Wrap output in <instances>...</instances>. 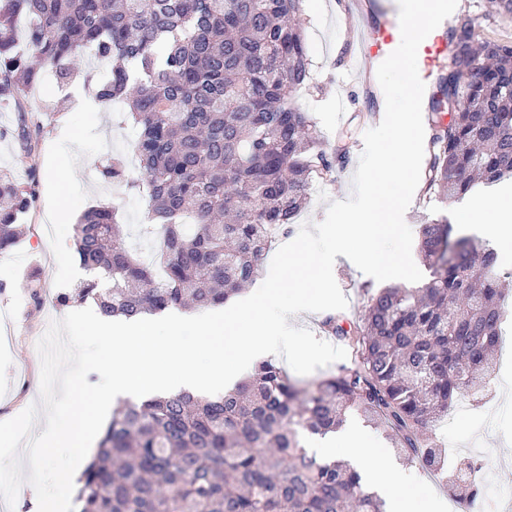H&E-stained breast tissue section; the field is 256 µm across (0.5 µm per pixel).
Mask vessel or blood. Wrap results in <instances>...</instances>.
I'll use <instances>...</instances> for the list:
<instances>
[{
	"instance_id": "b4317fda",
	"label": "vessel or blood",
	"mask_w": 512,
	"mask_h": 512,
	"mask_svg": "<svg viewBox=\"0 0 512 512\" xmlns=\"http://www.w3.org/2000/svg\"><path fill=\"white\" fill-rule=\"evenodd\" d=\"M348 16L357 23L355 42L358 57L362 61L380 63L400 44L398 5L396 0L390 3L382 18L375 22L361 20L357 0H347ZM448 54L445 40L437 35H428L420 44L417 59L421 64L419 75L422 80H429L434 66Z\"/></svg>"
}]
</instances>
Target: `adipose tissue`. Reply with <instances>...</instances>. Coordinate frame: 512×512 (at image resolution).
Returning <instances> with one entry per match:
<instances>
[{"label": "adipose tissue", "instance_id": "obj_1", "mask_svg": "<svg viewBox=\"0 0 512 512\" xmlns=\"http://www.w3.org/2000/svg\"><path fill=\"white\" fill-rule=\"evenodd\" d=\"M314 452L322 459L341 453L359 463L364 469V484L387 500L389 512H444V506L438 498L417 502L410 493L414 474L380 462L378 449L374 448L368 435L359 429L348 427L342 432L316 440Z\"/></svg>", "mask_w": 512, "mask_h": 512}]
</instances>
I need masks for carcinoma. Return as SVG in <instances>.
<instances>
[{
  "instance_id": "1",
  "label": "carcinoma",
  "mask_w": 512,
  "mask_h": 512,
  "mask_svg": "<svg viewBox=\"0 0 512 512\" xmlns=\"http://www.w3.org/2000/svg\"><path fill=\"white\" fill-rule=\"evenodd\" d=\"M301 15L302 0H0V101L23 111L44 72L70 82L69 64L95 47L112 66L85 82L102 103L126 102L141 168L129 186L146 194V221L162 234L144 259L126 248L117 209L86 210L74 246L95 278L59 304L91 299L104 318L208 308L262 275L271 232H291L312 185L335 180L350 158L351 131L326 146L297 104L317 88ZM473 26L464 14L445 32L428 104L423 195L448 201L512 177V42L473 39ZM12 135L32 151L26 122ZM34 199L32 181L0 176V253L18 244L17 216ZM417 249L428 283L369 293L355 321L323 318L352 348L351 365L302 386L266 361L212 398L113 408L78 478V512H384L351 463L305 446L351 412L474 504L482 461H448L433 431L495 372L505 277L493 248L446 219L421 220Z\"/></svg>"
}]
</instances>
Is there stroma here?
Returning <instances> with one entry per match:
<instances>
[{"label": "stroma", "mask_w": 512, "mask_h": 512, "mask_svg": "<svg viewBox=\"0 0 512 512\" xmlns=\"http://www.w3.org/2000/svg\"><path fill=\"white\" fill-rule=\"evenodd\" d=\"M341 2H303L308 54L324 92L316 97L300 94L298 101L311 112L324 143H332L346 125H355L357 132L348 166L335 181L312 188L311 203L297 218L301 224L322 221L331 202L351 196L352 178L364 148L363 134L374 126L372 112L385 108L384 95L365 92L357 79V55L349 48L351 33ZM455 12L476 18L481 37L512 41V17L492 13L488 0H458ZM87 91L82 80L63 84L52 73H45L25 102L29 124L40 127L34 153L26 154L13 140L0 138V173L21 181L32 174L38 179L36 201L20 218L24 233L18 245L0 254V421L22 407L40 382L37 342L51 321L69 312L68 307L56 304V297L90 277L72 247V224L56 226L51 235L46 232L54 197H62L77 217L92 206H116L130 247L149 254L159 244L158 238L144 231L145 196L128 186L139 178L140 167L134 151L136 134L125 122V108L116 103L96 111L77 110L76 94ZM110 161L122 164L125 180L102 177V167ZM33 271L40 275L44 302L39 306L34 305L28 288L27 276ZM333 271L348 300L346 316L359 317L367 304L366 287L372 284V277L342 255L337 256ZM496 363L484 403L475 406L470 398H463L467 413L457 419L453 429H438L435 436L452 456L469 455V441L480 442L486 460L483 484L512 491V478L502 476L512 463L500 453L501 448L512 445V404L505 401L507 389L512 388V320L506 325Z\"/></svg>", "instance_id": "obj_1"}]
</instances>
